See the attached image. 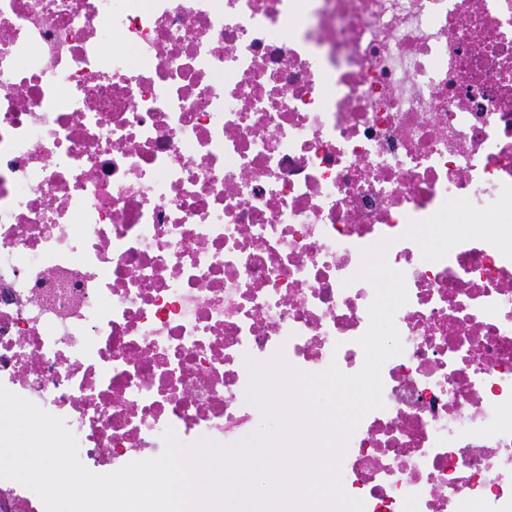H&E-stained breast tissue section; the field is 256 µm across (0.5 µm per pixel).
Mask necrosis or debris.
Wrapping results in <instances>:
<instances>
[{
    "mask_svg": "<svg viewBox=\"0 0 512 512\" xmlns=\"http://www.w3.org/2000/svg\"><path fill=\"white\" fill-rule=\"evenodd\" d=\"M384 240L342 488L512 512V0H0V385L90 471L254 434L249 361L359 372Z\"/></svg>",
    "mask_w": 512,
    "mask_h": 512,
    "instance_id": "1",
    "label": "necrosis or debris"
}]
</instances>
